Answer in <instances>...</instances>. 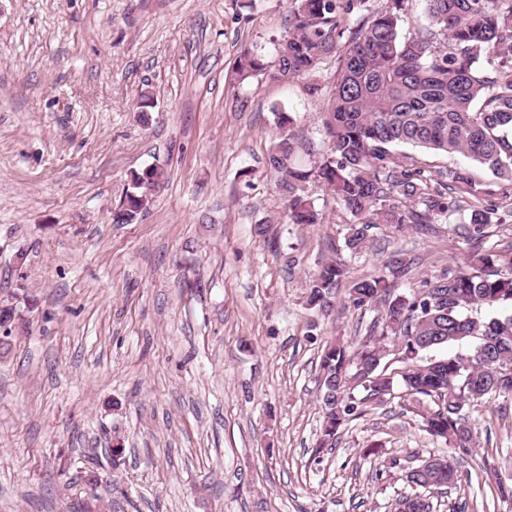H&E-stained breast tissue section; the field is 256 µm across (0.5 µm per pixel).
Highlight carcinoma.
<instances>
[{
  "instance_id": "1",
  "label": "carcinoma",
  "mask_w": 512,
  "mask_h": 512,
  "mask_svg": "<svg viewBox=\"0 0 512 512\" xmlns=\"http://www.w3.org/2000/svg\"><path fill=\"white\" fill-rule=\"evenodd\" d=\"M426 2L433 30L403 38L399 22L409 0H294L275 62L246 51L237 63L240 82L257 74L281 81L316 73L346 46L322 109L326 159L314 171L297 165V143L286 134L267 163L282 175L294 224L319 223L314 205L298 194L310 178L334 194L356 218L345 238L352 254L370 248L369 231L377 224L427 231L456 210L457 189L484 193L464 170L432 183L424 169L391 151L394 146L461 154L512 183V76L502 74L512 68V0ZM164 175L158 165L133 173L113 223L144 213ZM494 215L493 208L473 212L465 235L486 238ZM348 273L341 262L324 263L309 280L307 305L327 314ZM349 301L357 309L375 308L376 320L357 347L338 338L320 356L323 420L313 453L333 448L339 431L368 406L399 398L411 402L422 429L451 450L405 468L402 479L423 489L455 486L458 459L477 448L470 406L489 397L512 400V247L481 249L404 291L384 276L360 279ZM462 342L470 344L465 353L433 355ZM392 360L401 367L389 369ZM432 509L418 494L396 504V512Z\"/></svg>"
}]
</instances>
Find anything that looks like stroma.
<instances>
[{
    "mask_svg": "<svg viewBox=\"0 0 512 512\" xmlns=\"http://www.w3.org/2000/svg\"><path fill=\"white\" fill-rule=\"evenodd\" d=\"M291 7L0 0V298L20 314L0 349V512H394L412 492L402 468L446 454L396 398L314 457L320 355L332 337H366L375 313L349 290L387 274L394 251L412 261L398 288L419 285L476 250L461 226L491 203L489 243L512 242V196L462 155L403 145L430 175L466 168L488 194H459L426 233L378 226L357 256L353 217L319 183L303 196L322 223H288L266 163L275 114L295 118L298 164L321 160L337 60L279 83L233 70L248 49L274 61ZM153 164L166 177L149 209L113 223L132 173ZM332 259L350 276L324 316L306 289ZM469 417L479 447L433 512H512L494 477L512 454V400ZM372 443L397 459L388 475L363 457Z\"/></svg>",
    "mask_w": 512,
    "mask_h": 512,
    "instance_id": "1",
    "label": "stroma"
}]
</instances>
